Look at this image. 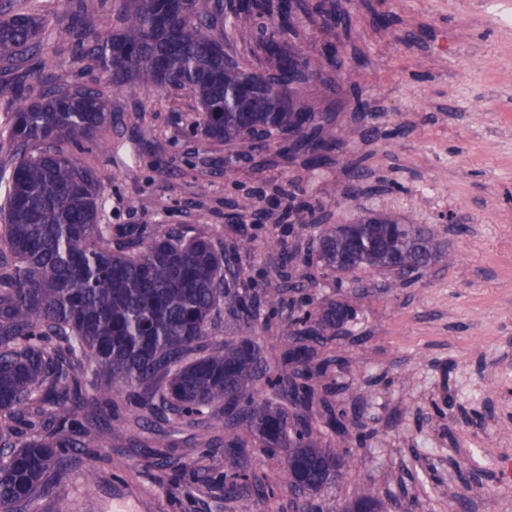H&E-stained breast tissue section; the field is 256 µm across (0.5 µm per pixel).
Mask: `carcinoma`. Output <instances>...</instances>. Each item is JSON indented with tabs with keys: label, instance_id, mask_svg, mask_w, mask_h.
I'll return each instance as SVG.
<instances>
[{
	"label": "carcinoma",
	"instance_id": "1",
	"mask_svg": "<svg viewBox=\"0 0 512 512\" xmlns=\"http://www.w3.org/2000/svg\"><path fill=\"white\" fill-rule=\"evenodd\" d=\"M178 2L120 0L123 27L87 48L112 86L129 87L139 78L158 90H193L205 135L234 142L244 153H259L275 138L291 156L309 154L314 168L330 145H346L341 129L326 132L314 125L315 113L299 97L281 99L275 79L265 95L253 93L248 81L264 73L245 71L241 60L224 51V41L241 31L239 24L259 19L255 50L287 78L288 68L296 66L287 38L297 35L301 0H233L218 37L212 30L221 0L198 7L190 20ZM42 28L39 17L25 12L1 18L0 61L12 65L34 57ZM321 75L319 58L304 55L301 82ZM111 124L103 92L76 85L40 93L8 113L0 128V141L14 158L0 226V253L14 260L0 267V414L33 426L44 404L58 407L57 429L46 437L18 443L14 426L0 424V512H24L50 493L51 481L63 479L70 466L66 449L98 440L96 430L83 431L80 440L71 436L75 410L110 405L112 389L122 386L137 389L139 404L152 412L190 416L224 402L229 455L246 447L239 431H249L263 449L285 453L283 480L289 487L316 496L337 477L336 469L352 467V456L339 452L347 439L362 445L373 436L359 409L342 407L317 387L329 367L344 366L346 358L338 354L313 363L314 345L346 331L353 307L339 300L320 307L308 296L298 309H288L290 372L268 380L272 398L255 397L253 381L267 365L254 336L261 319L282 311L280 293L264 291L257 305L239 297L237 289L254 287L240 267V251L251 243L247 237L222 253L203 235L187 238L176 231L147 242H112V225L98 223L102 188L96 175L59 148L64 141L91 140ZM316 228V245L304 254L284 239L271 244L287 252L294 267L331 271L338 288L343 274L359 288H375L371 275L380 271L396 274L393 287L409 288L424 271L452 258L429 224L366 217ZM221 301L233 306L241 335L222 350L199 355ZM78 351L112 384L84 396ZM273 398L286 400L291 410L273 406ZM315 409L336 433V448L312 441ZM283 480L265 479L258 492ZM363 509L396 512L399 506L369 489L343 504V512Z\"/></svg>",
	"mask_w": 512,
	"mask_h": 512
}]
</instances>
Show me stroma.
<instances>
[{
	"instance_id": "35a3bbf8",
	"label": "stroma",
	"mask_w": 512,
	"mask_h": 512,
	"mask_svg": "<svg viewBox=\"0 0 512 512\" xmlns=\"http://www.w3.org/2000/svg\"><path fill=\"white\" fill-rule=\"evenodd\" d=\"M116 2H11L43 19L40 51L55 61L50 71L26 63L30 96L90 86L112 111L111 128L72 148L103 187L100 223L202 234L220 251L238 237L236 203L256 193L270 214L241 265L257 278L279 265L268 241L287 236L288 225L273 204L293 182L324 223L389 214L437 225L456 252L412 288L391 287L388 273L375 274L367 294L344 280L357 319L319 353L343 351L346 365L326 383L337 401L361 407L374 436L349 443L354 467L317 504L334 512L363 486L407 512H453L461 498L466 512H512V481L503 478L512 461V30L494 25L481 0H340L351 23L330 32L315 10L322 0H304L293 48L316 55L332 40L343 64L325 65L299 96L347 138L309 170L275 143L247 155L208 139L191 90L113 91L98 63L56 29L82 24L88 42L105 39L121 26ZM382 11L392 19L385 34L372 25ZM357 163L370 192L347 199L340 191ZM128 395L116 389L111 406L77 410L78 429L104 433L95 446L73 449L68 477L26 512H55L60 501L68 512H298L288 486L254 493L258 479L283 472L285 456L253 436L236 468L240 496L225 497L223 404L194 420L147 419ZM436 402L446 405L438 417Z\"/></svg>"
}]
</instances>
